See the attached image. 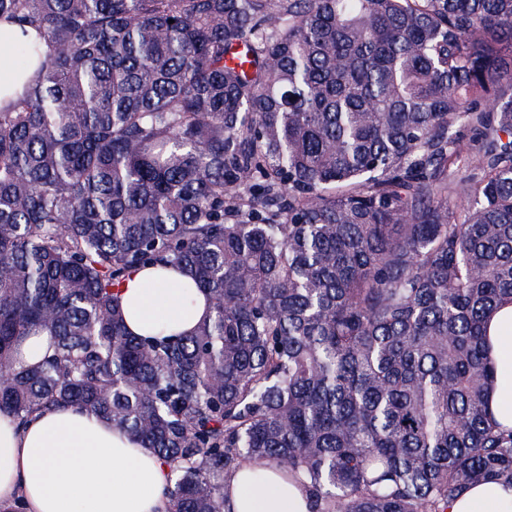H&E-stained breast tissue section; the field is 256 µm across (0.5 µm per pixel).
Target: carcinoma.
Wrapping results in <instances>:
<instances>
[{"mask_svg": "<svg viewBox=\"0 0 512 512\" xmlns=\"http://www.w3.org/2000/svg\"><path fill=\"white\" fill-rule=\"evenodd\" d=\"M0 19L17 74L37 65L0 109V411L109 420L168 465V512H231L247 463L299 478L310 512L512 483L486 340L512 303V0ZM144 266L212 300L192 335L127 331L119 283ZM35 329L53 352L29 366ZM51 344V336H48L45 331H32L28 336L23 337L18 347V357L25 364L35 365L52 352Z\"/></svg>", "mask_w": 512, "mask_h": 512, "instance_id": "carcinoma-1", "label": "carcinoma"}]
</instances>
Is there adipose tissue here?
Wrapping results in <instances>:
<instances>
[{
    "label": "adipose tissue",
    "mask_w": 512,
    "mask_h": 512,
    "mask_svg": "<svg viewBox=\"0 0 512 512\" xmlns=\"http://www.w3.org/2000/svg\"><path fill=\"white\" fill-rule=\"evenodd\" d=\"M119 298L126 326L138 336L159 328L190 333L210 306L188 275L153 267L130 273ZM488 343L495 367L490 409L512 427V304L492 316ZM168 473L152 449L78 409L35 414L22 428L0 411V512H168ZM227 496L231 512H309L302 485L251 464ZM448 512H512V484L478 483Z\"/></svg>",
    "instance_id": "ef3b65f1"
}]
</instances>
